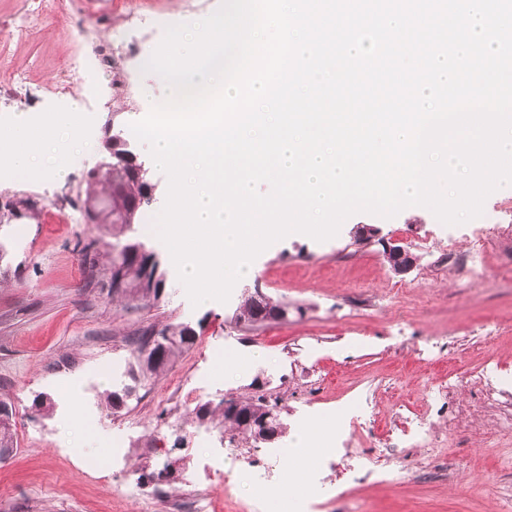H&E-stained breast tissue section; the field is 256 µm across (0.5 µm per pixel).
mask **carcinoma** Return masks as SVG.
Listing matches in <instances>:
<instances>
[{
	"label": "carcinoma",
	"instance_id": "obj_1",
	"mask_svg": "<svg viewBox=\"0 0 512 512\" xmlns=\"http://www.w3.org/2000/svg\"><path fill=\"white\" fill-rule=\"evenodd\" d=\"M146 179H137L120 171H112V176L93 177L87 182L86 196L100 201L105 210L103 222L111 230L112 242L104 244L103 254L107 259L108 271H113L118 258H123L124 288L115 292L126 304L133 302H157L162 296L165 272L161 269L159 257L154 252L139 255L136 248L145 244L128 236L140 215L150 209L151 201L144 199ZM286 306V303L264 296L263 304H258L255 294L245 296L236 314V321L246 326H256L265 322L263 314H272ZM192 327L186 324H167L158 330L141 332L134 342L131 355L133 361L127 370L128 377L135 383L148 381L159 376L184 351L193 345L189 340ZM160 333L167 339V347L162 356L153 364L144 365L140 361L142 350ZM135 387L125 384L105 396L107 406L118 410L126 405ZM236 408L226 409L224 403L215 408L203 404L194 410L197 421L210 422L230 432V442L256 445L261 443L251 430L243 426V420H261L269 413L280 415L278 401H266L262 394L234 399Z\"/></svg>",
	"mask_w": 512,
	"mask_h": 512
}]
</instances>
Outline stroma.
Returning a JSON list of instances; mask_svg holds the SVG:
<instances>
[{
  "mask_svg": "<svg viewBox=\"0 0 512 512\" xmlns=\"http://www.w3.org/2000/svg\"><path fill=\"white\" fill-rule=\"evenodd\" d=\"M31 0H0V90L19 74L29 84L0 98V122L17 112H65L79 101L86 114L91 150H74L65 177L0 179V400L12 409L14 445L0 456V512H168L171 499H195L199 512H274V501L255 507L254 480L280 487L286 468L282 448L259 446L228 455V435L190 419L194 408L225 397L251 394L262 383L277 397L287 429L310 410L332 416L353 388L387 378L400 401L425 407L432 386L451 370L483 358L512 355V185L493 192L484 209L497 225L476 221L441 223L427 208L411 206L391 218L357 213L336 237L318 242L294 235L275 242L253 262L254 272L233 289L228 302L192 306L170 254L156 236L134 225L133 237L159 256L166 275L157 303L129 307L114 300L102 267L84 262L90 240L110 241L100 224H70L84 209L87 173L104 153L103 127L128 129L134 115L162 102L166 88L144 71L166 26L204 18L222 0H63L88 28L122 44L125 73L134 96L99 109L97 92L106 74L90 68L69 79L62 63L77 33L52 9L43 10L29 35L8 23ZM141 14L137 27L122 17ZM27 199L35 215L16 217L9 206ZM377 228L379 237L359 240L356 226ZM488 245L485 275L463 276L449 253L465 250L476 235ZM414 253V270L395 274L382 241ZM261 289L273 299L302 307L287 321L255 327L237 324L244 293ZM167 323L196 332L194 344L153 381L138 384L126 406L103 407V393L128 383L136 333ZM496 337L481 338L482 329ZM459 337L458 347L438 365L420 361L415 347L441 335ZM234 355L236 378H225L214 351ZM264 353L256 364L252 352ZM52 398L51 412L37 410L36 396ZM87 410L99 419L97 434L79 421ZM111 449V472H86L82 450ZM445 452L454 468L449 480H423L414 459L400 486H353L357 512H512V431L484 410L473 428L448 437ZM183 459L176 485L159 478L165 461Z\"/></svg>",
  "mask_w": 512,
  "mask_h": 512,
  "instance_id": "1",
  "label": "stroma"
}]
</instances>
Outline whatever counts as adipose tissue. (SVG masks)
Here are the masks:
<instances>
[{
  "label": "adipose tissue",
  "instance_id": "1",
  "mask_svg": "<svg viewBox=\"0 0 512 512\" xmlns=\"http://www.w3.org/2000/svg\"><path fill=\"white\" fill-rule=\"evenodd\" d=\"M84 127L85 116L76 105L39 118L17 113L11 124L0 125V142L10 146L8 153L0 154V169L26 179L43 176L49 170L57 177H65L73 146L85 139ZM48 151L55 159L49 170L42 163V156Z\"/></svg>",
  "mask_w": 512,
  "mask_h": 512
}]
</instances>
